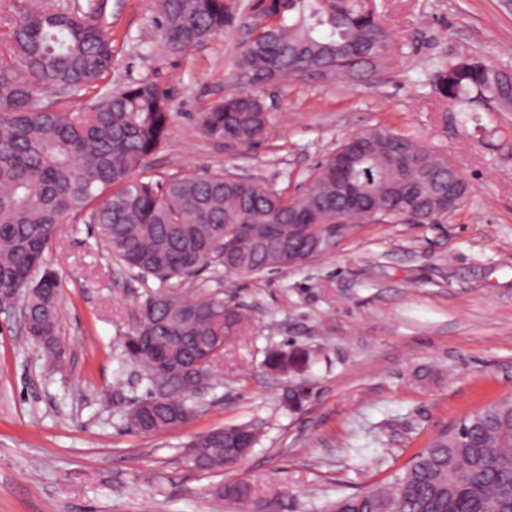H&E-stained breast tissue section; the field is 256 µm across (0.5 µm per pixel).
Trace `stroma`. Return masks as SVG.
<instances>
[{
	"instance_id": "35a3bbf8",
	"label": "stroma",
	"mask_w": 512,
	"mask_h": 512,
	"mask_svg": "<svg viewBox=\"0 0 512 512\" xmlns=\"http://www.w3.org/2000/svg\"><path fill=\"white\" fill-rule=\"evenodd\" d=\"M255 0H230L236 21L177 58H140L152 0H93L112 25V83L157 74L173 118L147 161L159 177L205 170L296 190L347 137L384 126L460 169L467 194L435 224L364 219L334 249L285 273L200 281L251 316L216 382L179 427L126 426L144 381L121 345L134 302L158 288L118 270L86 224L63 225L48 263L60 280L64 355L45 366L19 319L0 315V512H249L219 485L251 479L288 493L290 512L390 482L440 429L512 394V107L447 98L439 69L465 59L512 69V0H371L390 32L386 62L366 81H292L263 95L271 114L253 146L207 139L196 117L232 80ZM468 123H460L461 113ZM306 347L310 395L285 410L263 351ZM431 371L426 384L414 371ZM237 423L259 441L213 472L187 461L192 437Z\"/></svg>"
}]
</instances>
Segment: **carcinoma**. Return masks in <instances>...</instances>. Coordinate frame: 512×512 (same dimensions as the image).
<instances>
[{"label": "carcinoma", "mask_w": 512, "mask_h": 512, "mask_svg": "<svg viewBox=\"0 0 512 512\" xmlns=\"http://www.w3.org/2000/svg\"><path fill=\"white\" fill-rule=\"evenodd\" d=\"M0 51V290L25 308L29 339L55 364L59 316L58 277L46 253L62 225H93L121 271L165 287L130 308L124 355L143 370L152 398L153 366L165 369L181 398L151 409L130 406L127 424L142 434L172 429L195 412L199 389L213 380L227 344L249 335L251 319L224 304L220 293L196 284L210 268L254 276L286 271L324 253L319 238L336 237L337 152L306 178L298 192L220 171L153 180L147 159L168 138L170 102L156 75L119 88L110 82L112 30L79 5L33 4L12 19ZM235 22L228 0H156L139 40L140 54L182 56ZM246 29L233 79L241 89L197 116L204 136L251 145L271 121L263 91L299 76L355 80L384 64L388 32L362 0H260ZM452 99L475 89L490 102L512 106V73L480 61H462L441 75ZM91 96L85 110L70 100ZM371 143L349 173L374 217L395 221V205L431 200L448 178V162L408 136L386 128L357 134ZM318 215L306 237L289 223L293 214ZM311 361L301 346L265 352L273 379L303 375ZM303 382L282 393L289 411L303 406ZM222 434L254 448L250 424L224 426ZM217 430L198 436L208 449L201 470L232 466L241 457ZM221 496L268 512H288L282 491L256 482L224 485ZM512 509V395L499 398L438 433L383 487L343 497L332 512H509Z\"/></svg>", "instance_id": "carcinoma-1"}]
</instances>
